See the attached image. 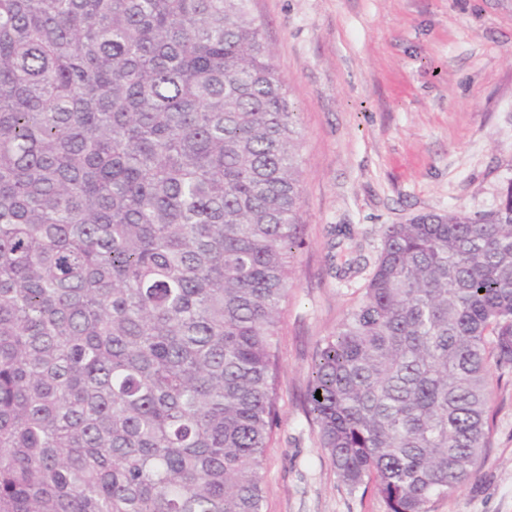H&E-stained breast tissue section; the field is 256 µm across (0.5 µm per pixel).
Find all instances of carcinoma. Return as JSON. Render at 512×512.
<instances>
[{"label": "carcinoma", "instance_id": "cac0c4a2", "mask_svg": "<svg viewBox=\"0 0 512 512\" xmlns=\"http://www.w3.org/2000/svg\"><path fill=\"white\" fill-rule=\"evenodd\" d=\"M300 148L248 0H0V512H263ZM494 370L512 181L388 225L318 343L341 485L429 512L485 459Z\"/></svg>", "mask_w": 512, "mask_h": 512}]
</instances>
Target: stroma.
I'll use <instances>...</instances> for the list:
<instances>
[{
	"label": "stroma",
	"instance_id": "35a3bbf8",
	"mask_svg": "<svg viewBox=\"0 0 512 512\" xmlns=\"http://www.w3.org/2000/svg\"><path fill=\"white\" fill-rule=\"evenodd\" d=\"M299 112L303 198L280 326L264 512H388L339 483L307 412L317 341L359 301L385 226L494 210L512 181V0H250ZM347 229L359 267L331 266ZM477 475L430 512H512V374Z\"/></svg>",
	"mask_w": 512,
	"mask_h": 512
}]
</instances>
